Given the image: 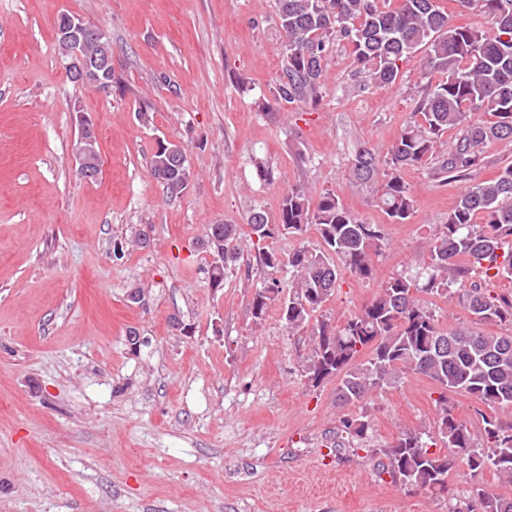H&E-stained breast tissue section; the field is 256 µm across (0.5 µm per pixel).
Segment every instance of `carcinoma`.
<instances>
[{
    "label": "carcinoma",
    "mask_w": 512,
    "mask_h": 512,
    "mask_svg": "<svg viewBox=\"0 0 512 512\" xmlns=\"http://www.w3.org/2000/svg\"><path fill=\"white\" fill-rule=\"evenodd\" d=\"M276 0L280 33L286 50L284 76L274 89L282 104L315 108L325 97L326 44L346 43L359 71L370 83L396 82L399 62L419 50L427 67L443 75L418 100L417 112L385 155L356 152L349 174L376 193L378 206L394 223L414 209L412 190L402 169L437 161L436 170L452 179L468 180L485 164L484 148L512 143V0H456L475 6L488 26L452 25L439 0ZM474 112H490L495 120H471ZM461 134L442 149L440 138L450 129ZM151 173L168 194L183 193L193 178L184 149L160 141L151 156ZM315 225L318 250L300 246L283 258L264 242L280 236L300 237ZM248 237L258 269L277 272L288 267L291 282L281 298L277 282L255 288L251 313L255 322L279 305L290 330L310 321L333 295L347 271L360 280L375 278L372 255L386 242L385 227L358 219L335 193L325 191L311 206V194L293 186L283 195L273 217L261 208L247 215ZM204 245L216 256L209 268L213 287L224 285L226 270L242 255L243 237L236 224H210ZM512 281V165L488 180L473 182L457 197L448 223L437 227L429 261L413 274L381 282L372 298L343 325L321 321L303 364L314 385L339 377L337 404L362 401L398 376L413 373L436 383L440 417L438 440L404 432L382 450L378 473L433 495L448 492V476L456 452L467 457L469 470L490 469L512 481V419L481 414L485 446H474L469 422L448 409V394H467L491 410H512V332L487 333L472 328L439 327L424 295L457 297L477 325L512 327V297L497 296L485 283ZM342 432L361 440L369 429L362 416L343 415ZM440 445L439 450H430ZM471 494L481 512H512V500L488 494L475 484Z\"/></svg>",
    "instance_id": "obj_1"
}]
</instances>
